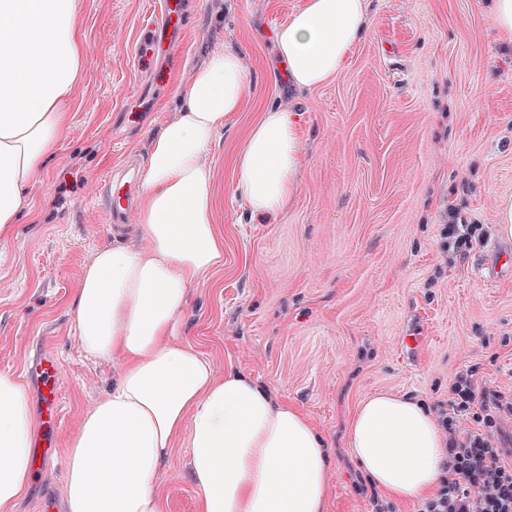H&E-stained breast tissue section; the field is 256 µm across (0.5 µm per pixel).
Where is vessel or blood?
<instances>
[{
	"instance_id": "1",
	"label": "vessel or blood",
	"mask_w": 512,
	"mask_h": 512,
	"mask_svg": "<svg viewBox=\"0 0 512 512\" xmlns=\"http://www.w3.org/2000/svg\"><path fill=\"white\" fill-rule=\"evenodd\" d=\"M183 0H154L149 13L141 21L132 49L134 64L142 72H151L155 59L163 46V33L182 27ZM136 183L134 171H127L119 187L107 188V223H120L128 215L131 188ZM42 397L46 409L41 416L42 424L56 425L59 416L58 383L60 367L54 357L46 356L38 363Z\"/></svg>"
}]
</instances>
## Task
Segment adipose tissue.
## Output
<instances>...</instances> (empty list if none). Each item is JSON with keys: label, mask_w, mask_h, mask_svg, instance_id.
Instances as JSON below:
<instances>
[{"label": "adipose tissue", "mask_w": 512, "mask_h": 512, "mask_svg": "<svg viewBox=\"0 0 512 512\" xmlns=\"http://www.w3.org/2000/svg\"><path fill=\"white\" fill-rule=\"evenodd\" d=\"M77 20L75 0H0L1 244L30 212L31 185L66 130L85 52ZM368 20L367 0H306L274 35L289 80L309 89L335 77ZM250 89L232 52L195 71L182 111L151 141L138 242L99 247L82 271L79 345L121 369L68 440L61 512H162L156 478L181 436L200 512H324L329 459L307 416L242 372L216 374L182 334L191 288L224 263L203 158ZM301 152L292 113L265 109L235 158L253 215L288 207ZM35 429L27 388L1 372L0 512H14L29 481ZM349 446L397 500L426 495L442 470L443 436L425 405L406 396L362 402Z\"/></svg>", "instance_id": "adipose-tissue-1"}]
</instances>
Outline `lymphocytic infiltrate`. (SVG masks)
Here are the masks:
<instances>
[{
	"mask_svg": "<svg viewBox=\"0 0 512 512\" xmlns=\"http://www.w3.org/2000/svg\"><path fill=\"white\" fill-rule=\"evenodd\" d=\"M439 236L440 252L451 262L484 246L492 227L463 223L451 210ZM431 411L445 460L434 492L415 512H512V386L486 385L478 366L468 365Z\"/></svg>",
	"mask_w": 512,
	"mask_h": 512,
	"instance_id": "1",
	"label": "lymphocytic infiltrate"
}]
</instances>
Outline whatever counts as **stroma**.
<instances>
[{"label":"stroma","instance_id":"1","mask_svg":"<svg viewBox=\"0 0 512 512\" xmlns=\"http://www.w3.org/2000/svg\"><path fill=\"white\" fill-rule=\"evenodd\" d=\"M150 0H76L88 52L58 151L32 192V216L0 245V371L18 375L34 413L36 366L60 367V421L42 478L20 512L59 500L66 444L116 368L87 357L71 313L98 246L134 241L105 222L97 186L126 155L147 159L153 134L182 108L179 88L218 51L237 52L253 84L205 155L224 263L190 292L183 334L279 401L305 411L326 443L333 486L325 512H366L347 442L358 406L380 393L433 403L454 372L512 380V278L488 287L477 254L445 265L447 210L499 225L512 198V34L490 0H369L371 23L346 66L315 89L283 80L272 31L305 0H187L185 35L157 61L130 59ZM297 111L302 164L292 202L260 220L238 191L233 159L265 107ZM434 287H427L428 279ZM189 450L178 438L157 480L164 512H198Z\"/></svg>","mask_w":512,"mask_h":512}]
</instances>
